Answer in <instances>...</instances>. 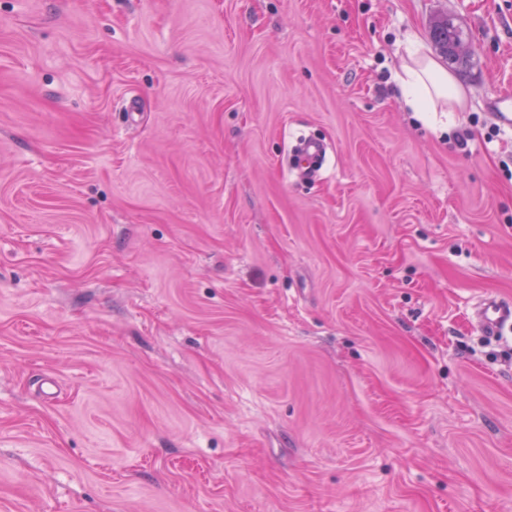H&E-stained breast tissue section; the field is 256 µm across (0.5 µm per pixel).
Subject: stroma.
Listing matches in <instances>:
<instances>
[{
    "label": "stroma",
    "instance_id": "stroma-1",
    "mask_svg": "<svg viewBox=\"0 0 512 512\" xmlns=\"http://www.w3.org/2000/svg\"><path fill=\"white\" fill-rule=\"evenodd\" d=\"M497 93L512 0H0V512H512ZM433 38L442 52L448 58V65L463 66L468 60V55L462 49L466 37L448 16L438 20L433 28ZM408 63L395 76L400 99L411 112L426 119L431 112H457L462 93L454 78L435 59L425 55L415 38L404 43ZM325 154L326 146L324 143L313 139L304 140L300 145L295 169L299 170L303 176L308 177L315 173ZM479 325L487 336H498L505 327L512 326V303L510 301L488 300L481 306Z\"/></svg>",
    "mask_w": 512,
    "mask_h": 512
}]
</instances>
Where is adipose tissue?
<instances>
[{
  "mask_svg": "<svg viewBox=\"0 0 512 512\" xmlns=\"http://www.w3.org/2000/svg\"><path fill=\"white\" fill-rule=\"evenodd\" d=\"M407 62L395 76L400 99L420 118L434 112L456 111L462 94L454 78L435 59L425 55L416 39L404 44Z\"/></svg>",
  "mask_w": 512,
  "mask_h": 512,
  "instance_id": "1",
  "label": "adipose tissue"
}]
</instances>
